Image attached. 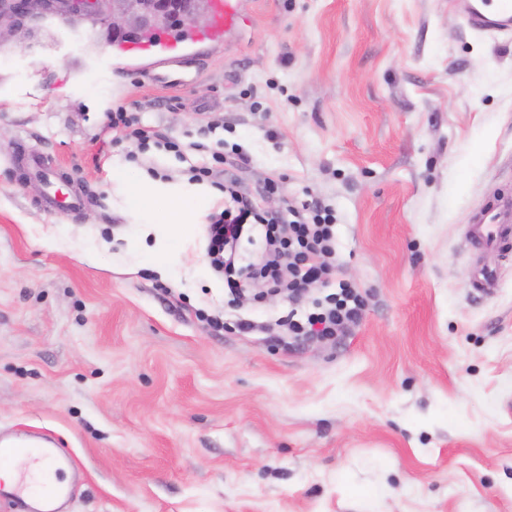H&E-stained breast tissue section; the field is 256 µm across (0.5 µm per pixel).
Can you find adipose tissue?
<instances>
[{
	"label": "adipose tissue",
	"mask_w": 512,
	"mask_h": 512,
	"mask_svg": "<svg viewBox=\"0 0 512 512\" xmlns=\"http://www.w3.org/2000/svg\"><path fill=\"white\" fill-rule=\"evenodd\" d=\"M160 201L163 210L158 222L145 224L141 227V235L151 238L152 245L147 249V256L157 261L156 268L160 273H167L166 260L171 253L173 244L190 238L194 233L202 231L203 216L206 208L204 192L173 193L163 189H140L132 192L131 204L134 212H142L149 201ZM194 211V222H186L187 211Z\"/></svg>",
	"instance_id": "1"
}]
</instances>
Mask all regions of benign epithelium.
<instances>
[{"mask_svg":"<svg viewBox=\"0 0 512 512\" xmlns=\"http://www.w3.org/2000/svg\"><path fill=\"white\" fill-rule=\"evenodd\" d=\"M40 7V0H20L19 7L0 9V45H8L18 33L15 15L31 14ZM78 12L89 11L108 24L114 35L129 32L144 26H158L168 15L175 12L184 26L196 23V16L189 0H79L75 5Z\"/></svg>","mask_w":512,"mask_h":512,"instance_id":"benign-epithelium-1","label":"benign epithelium"}]
</instances>
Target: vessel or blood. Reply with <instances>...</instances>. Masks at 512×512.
Instances as JSON below:
<instances>
[{
    "label": "vessel or blood",
    "mask_w": 512,
    "mask_h": 512,
    "mask_svg": "<svg viewBox=\"0 0 512 512\" xmlns=\"http://www.w3.org/2000/svg\"><path fill=\"white\" fill-rule=\"evenodd\" d=\"M210 26L189 35L162 36L149 42L120 40L114 45L111 57H101L97 67H110L112 62L146 61L156 79L174 85L192 82V66L201 51L208 47L213 35L240 25L243 20L241 0H209ZM467 23L473 30L487 33L512 32V0H471L467 10ZM14 161L24 163L25 172L40 177L42 192L37 202L40 210L59 214H79L90 196L73 176L57 165L49 154L35 149L27 140H20L14 151ZM470 241L474 249L496 250L502 253L512 249V198L505 199L500 209L488 210L480 221L470 228ZM17 465L20 491H28L34 477L33 465L46 471L59 473L76 464L73 456L58 448L47 438L30 437L0 439V467Z\"/></svg>",
    "instance_id": "vessel-or-blood-1"
}]
</instances>
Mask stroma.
<instances>
[{"label": "stroma", "instance_id": "1", "mask_svg": "<svg viewBox=\"0 0 512 512\" xmlns=\"http://www.w3.org/2000/svg\"><path fill=\"white\" fill-rule=\"evenodd\" d=\"M245 7L191 87L79 67L112 42L80 15L46 13L8 46L0 434L76 457L68 512H512V255L467 239L512 195V34L472 30L465 0ZM120 106L207 148L130 161L106 129ZM21 138L76 170L87 209L34 206L40 182L8 162ZM234 147L241 188L278 178L266 208L333 209L336 278L364 300L347 336H286L277 319L308 300L229 305L206 238L176 250L170 279L143 260L127 192L152 167L186 184ZM483 267L499 273L487 296Z\"/></svg>", "mask_w": 512, "mask_h": 512}]
</instances>
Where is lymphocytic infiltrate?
Listing matches in <instances>:
<instances>
[{
    "mask_svg": "<svg viewBox=\"0 0 512 512\" xmlns=\"http://www.w3.org/2000/svg\"><path fill=\"white\" fill-rule=\"evenodd\" d=\"M212 158L213 166H192L186 174L189 181L211 183L224 194L222 209L210 214L207 226V256L214 272L226 277L230 289L248 285L262 294L283 293L291 299L313 284L326 288L324 299L305 318H283L294 336L333 338L357 324L363 311L357 289L343 282L337 292L329 290L339 266L332 210L317 201L289 206L284 215L264 210L257 194L225 177L223 154L213 153ZM255 229L264 245L248 262H241L237 249Z\"/></svg>",
    "mask_w": 512,
    "mask_h": 512,
    "instance_id": "f902f5d3",
    "label": "lymphocytic infiltrate"
}]
</instances>
